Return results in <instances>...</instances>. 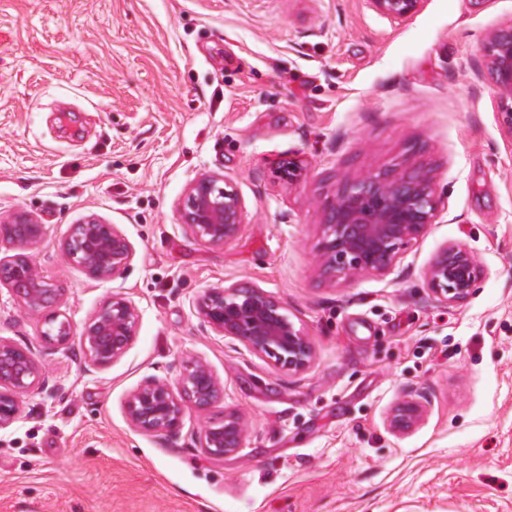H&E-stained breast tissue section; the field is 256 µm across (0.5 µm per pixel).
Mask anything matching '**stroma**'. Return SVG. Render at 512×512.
<instances>
[{"mask_svg":"<svg viewBox=\"0 0 512 512\" xmlns=\"http://www.w3.org/2000/svg\"><path fill=\"white\" fill-rule=\"evenodd\" d=\"M510 22L512 0H424L402 22L368 0H0V217L45 224L32 253L75 329L114 292L138 311L126 353L93 368L0 285V338L49 367L0 429V512H512V139L478 52ZM397 159L432 171L439 223L390 275L323 281L321 200ZM202 173L245 202L217 246L181 223ZM90 215L134 248L119 277L63 251ZM447 243L483 266L459 302L424 279ZM233 283L287 309L308 369L202 320L200 292ZM190 357L224 385L208 417L247 419L238 453L207 456L191 408L174 436L130 425L128 393ZM413 396L422 421L393 429Z\"/></svg>","mask_w":512,"mask_h":512,"instance_id":"35a3bbf8","label":"stroma"}]
</instances>
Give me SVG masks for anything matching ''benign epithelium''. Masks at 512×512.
<instances>
[{"label":"benign epithelium","instance_id":"1","mask_svg":"<svg viewBox=\"0 0 512 512\" xmlns=\"http://www.w3.org/2000/svg\"><path fill=\"white\" fill-rule=\"evenodd\" d=\"M373 10L402 21L419 12L424 0H369ZM483 74L497 88L503 129L512 137V23L490 32L479 45ZM441 198L431 171L405 161L362 176L341 180L324 196L320 210L319 276L329 283L363 275L386 277L400 261L401 250L437 223ZM245 204L233 183L209 173L189 185L181 211L182 223L196 239L222 245L236 238L244 224ZM46 234V225L23 208L0 221V241L20 248L0 260V283L12 291L26 311L53 309L60 302L57 289L41 275L35 257L27 252ZM67 257L97 279L121 275L133 257L129 240L114 225L90 215L72 226L63 243ZM482 273L480 262L457 245H443L430 262L426 286L440 300L466 299ZM196 309L205 323L221 336H231L251 353L267 357L283 371L299 372L313 359L312 344L273 296L247 284L207 288L197 297ZM138 313L120 293L107 297L74 336L69 323L44 333L50 344L73 338L82 345L90 366L101 368L123 356L137 330ZM45 366L31 350L0 339V428L21 413L20 397L40 384ZM223 397V388L210 368L197 360L181 366L174 381L148 378L132 390L124 409L139 431L171 435L181 426L185 411H204ZM424 411L418 399L406 400L395 410L396 430L415 426ZM245 425L230 411L219 421L203 419L196 439L212 458H222L243 445Z\"/></svg>","mask_w":512,"mask_h":512}]
</instances>
